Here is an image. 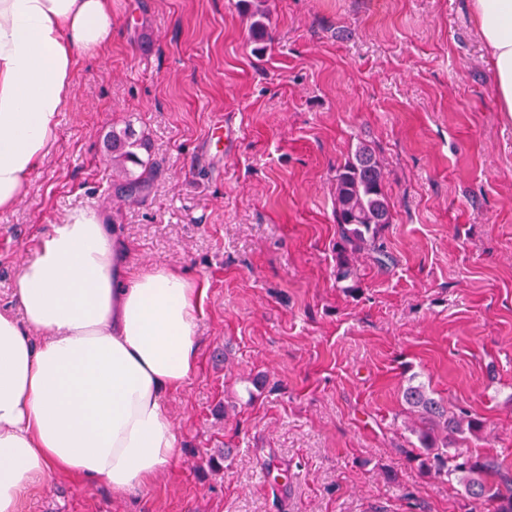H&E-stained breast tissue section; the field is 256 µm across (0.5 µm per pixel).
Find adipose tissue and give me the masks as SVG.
Masks as SVG:
<instances>
[{
    "mask_svg": "<svg viewBox=\"0 0 512 512\" xmlns=\"http://www.w3.org/2000/svg\"><path fill=\"white\" fill-rule=\"evenodd\" d=\"M512 119V0H470ZM112 42V0H0V211L25 195L73 93L79 54ZM203 291L180 271H137L108 224L79 210L20 269L23 311L0 310V512L54 473L126 492L177 452L165 407L198 361Z\"/></svg>",
    "mask_w": 512,
    "mask_h": 512,
    "instance_id": "1",
    "label": "adipose tissue"
}]
</instances>
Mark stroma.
Masks as SVG:
<instances>
[{
  "mask_svg": "<svg viewBox=\"0 0 512 512\" xmlns=\"http://www.w3.org/2000/svg\"><path fill=\"white\" fill-rule=\"evenodd\" d=\"M249 6L270 40L251 38ZM73 83L50 155L0 212V309L53 224L87 207L132 267L204 284L200 357L166 399L178 449L159 480L55 476L23 512H467L415 455L411 381L478 418L467 447L512 469V122L467 0H112V43ZM131 116L158 172L124 204L104 139ZM219 122L227 152L208 145ZM362 142L393 261L360 257L348 293L334 176Z\"/></svg>",
  "mask_w": 512,
  "mask_h": 512,
  "instance_id": "1",
  "label": "stroma"
}]
</instances>
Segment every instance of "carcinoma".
Listing matches in <instances>:
<instances>
[{"instance_id": "obj_1", "label": "carcinoma", "mask_w": 512, "mask_h": 512, "mask_svg": "<svg viewBox=\"0 0 512 512\" xmlns=\"http://www.w3.org/2000/svg\"><path fill=\"white\" fill-rule=\"evenodd\" d=\"M254 39L268 37L265 15L249 13ZM116 196L124 202L145 199L151 186L153 163L140 156L144 135L136 134L131 123L112 127L107 137ZM336 282L345 288L360 287L357 260L367 254L385 267L391 256L385 252L382 234L392 223V213L384 190V173L374 150L359 143L354 153L336 169ZM404 402L411 423L408 431L416 438L423 465L433 462L436 471L463 486L470 512H512V473L493 458L474 454L467 448H452L450 441L466 434L474 436L481 422L465 412L448 411V403L434 396L424 385L404 389Z\"/></svg>"}]
</instances>
